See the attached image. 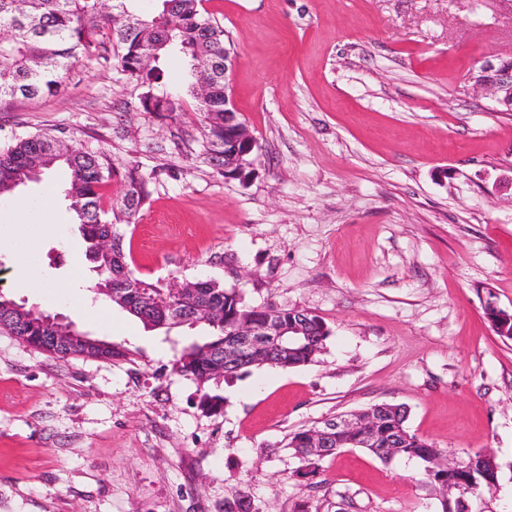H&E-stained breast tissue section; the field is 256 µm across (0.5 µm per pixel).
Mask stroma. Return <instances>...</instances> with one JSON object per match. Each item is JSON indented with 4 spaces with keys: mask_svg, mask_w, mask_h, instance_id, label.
I'll return each mask as SVG.
<instances>
[{
    "mask_svg": "<svg viewBox=\"0 0 512 512\" xmlns=\"http://www.w3.org/2000/svg\"><path fill=\"white\" fill-rule=\"evenodd\" d=\"M234 43L237 111L257 139L241 182L214 165L192 102L145 112L116 65L80 63L52 96L0 110V146L49 132L112 162L110 197L138 165L150 195L125 225L132 267L165 288L214 280L252 306L331 329L315 362L251 369L199 405L175 363L204 327L150 330L94 300L97 275L66 170L0 199V292L110 341L103 362L60 359L0 332V512H442L415 459L359 448L296 478L293 432L375 404L404 406L444 461L487 450L495 487L469 512H512V116L469 80L512 57V0H206ZM53 232H43V225ZM42 290L16 285L17 246ZM492 298L493 295L488 294L484 305L487 316L492 317L490 321L502 336H512V311L500 308Z\"/></svg>",
    "mask_w": 512,
    "mask_h": 512,
    "instance_id": "35a3bbf8",
    "label": "stroma"
}]
</instances>
